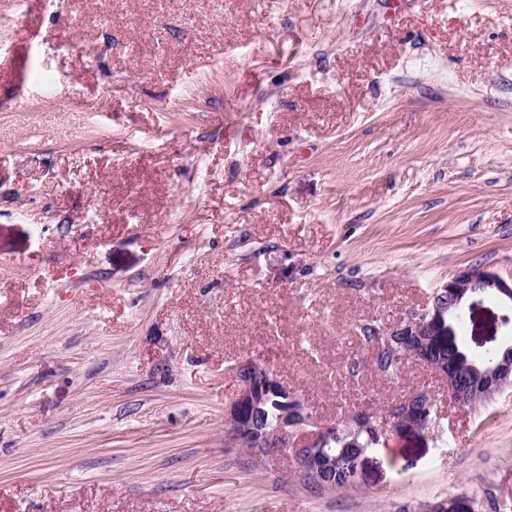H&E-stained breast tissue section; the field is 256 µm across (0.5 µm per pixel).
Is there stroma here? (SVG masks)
I'll return each mask as SVG.
<instances>
[{"mask_svg": "<svg viewBox=\"0 0 512 512\" xmlns=\"http://www.w3.org/2000/svg\"><path fill=\"white\" fill-rule=\"evenodd\" d=\"M223 3L0 0V512H512V388L454 405L357 331L512 277V0ZM245 358L321 423L441 415L317 489L225 447ZM415 400H425L437 408L438 398L435 394L430 391H418L408 396L398 404H395L389 410V417L391 419L390 427L395 430L404 429L410 431H422L428 429L427 427L434 423L435 417L433 419L424 418L420 423L408 419L409 406L411 402Z\"/></svg>", "mask_w": 512, "mask_h": 512, "instance_id": "1", "label": "stroma"}]
</instances>
